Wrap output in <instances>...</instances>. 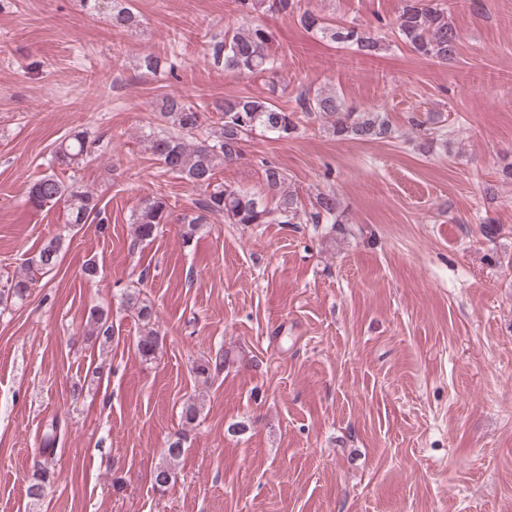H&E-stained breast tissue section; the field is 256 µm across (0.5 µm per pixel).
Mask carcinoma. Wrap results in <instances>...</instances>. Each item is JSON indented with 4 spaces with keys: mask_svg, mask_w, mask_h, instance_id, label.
<instances>
[{
    "mask_svg": "<svg viewBox=\"0 0 512 512\" xmlns=\"http://www.w3.org/2000/svg\"><path fill=\"white\" fill-rule=\"evenodd\" d=\"M240 12L248 17L259 9L271 13L295 15L306 29H317L329 34L334 42L354 45L364 54L375 53L381 45L378 31L387 29L398 36L414 52L441 62L456 58L462 35L449 21L447 8L442 0H403L398 15L391 19H377L376 27L362 28L357 24H336L309 11H301L300 0H236ZM112 22L117 27L133 28L140 18L130 6L112 11ZM270 34L258 25L237 30H226L216 38L212 47V59L224 71L237 75H274L278 61L270 53ZM140 66L147 72L165 67L174 73V63L161 60L152 54L142 57ZM221 126L203 140L196 137L201 128L203 112L200 105L192 104L180 96L163 100L160 116L168 129L143 135L146 148L172 172L203 189L204 197L197 203V212L184 214L178 222L186 225L184 235L190 237L197 228L211 217L222 218L229 224H327L328 232L343 230L345 223L339 210L336 194L329 190L316 195L311 208H306L298 195L284 188L285 176L277 168L268 165L264 169V181L268 192L275 199L270 207L260 197L241 189L215 182L216 170L242 158L244 145L256 134H273L278 138H290L300 130L305 119L322 118L330 124L334 136L340 139L381 140L394 137L395 129L382 112H359L349 107L334 93L310 89L300 90L294 97V106L284 108L272 98L239 96L224 100ZM437 119L429 116L409 118L411 129L427 147L441 140L444 132L436 126ZM99 147V139L84 128L71 131L55 148L51 163L67 168L79 167ZM66 200L68 223L91 224L103 222L99 199L93 193L75 184L67 185L53 173H46L31 184L28 200L42 207L48 203ZM170 207L167 199L157 196L147 200L133 218L131 246L154 236L161 224L170 223ZM61 239L54 237L43 243L40 249L25 262V272L0 286V306L13 300H22L39 280L50 272L57 260ZM126 305L143 323L137 340L141 358H155L160 346L158 331L150 326L151 308L136 296H126ZM85 335L112 338V326L99 309L90 311ZM172 480L171 468L165 464L155 468L152 474L154 488L164 491ZM50 483L48 469L37 470L27 485L26 494L38 500Z\"/></svg>",
    "mask_w": 512,
    "mask_h": 512,
    "instance_id": "1",
    "label": "carcinoma"
}]
</instances>
